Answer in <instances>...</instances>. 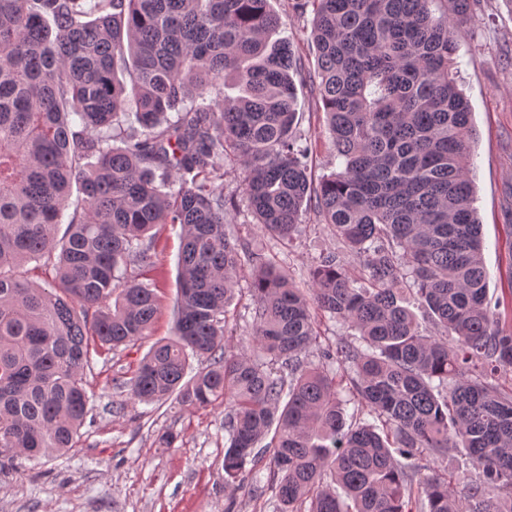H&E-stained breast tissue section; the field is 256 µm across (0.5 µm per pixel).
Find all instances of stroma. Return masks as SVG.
Wrapping results in <instances>:
<instances>
[{
	"instance_id": "35a3bbf8",
	"label": "stroma",
	"mask_w": 512,
	"mask_h": 512,
	"mask_svg": "<svg viewBox=\"0 0 512 512\" xmlns=\"http://www.w3.org/2000/svg\"><path fill=\"white\" fill-rule=\"evenodd\" d=\"M295 56L315 67L310 40L312 13L295 0H270ZM461 88L468 99L476 138L471 148L475 207L485 241L489 299L512 289V0H475L470 19L454 29ZM298 129L311 143L313 178L337 170L326 118L308 87L297 99ZM240 163H224V194L236 206L228 214L231 233L251 248L275 257L299 284L324 253L337 252L350 273L358 264L321 224L314 208L301 217L291 243L268 238L253 224L243 193ZM156 281L161 309L150 337L91 352L83 371L89 413L77 448L31 463L0 461V512H273L270 493L224 485V407L197 409L175 401L132 403L128 381L154 341L171 337L180 252L179 227L157 230ZM248 279H240L229 308L226 351L248 348L252 304ZM173 435L163 444V435Z\"/></svg>"
}]
</instances>
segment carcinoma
<instances>
[{"label":"carcinoma","instance_id":"cac0c4a2","mask_svg":"<svg viewBox=\"0 0 512 512\" xmlns=\"http://www.w3.org/2000/svg\"><path fill=\"white\" fill-rule=\"evenodd\" d=\"M309 4L306 74L271 40L268 0H0V456L75 447L84 363L151 335L144 241L178 224L173 337L128 387L227 408L226 487L270 488L275 512H512V294L488 300L453 40L470 0ZM302 74L343 162L317 182L296 131ZM228 157L264 233L292 240L309 201L359 276L331 253L301 288L233 237ZM245 275L250 351L229 354ZM315 308L353 334L313 362ZM192 356L205 364L190 376ZM460 449L478 473L451 482L434 464Z\"/></svg>","mask_w":512,"mask_h":512}]
</instances>
